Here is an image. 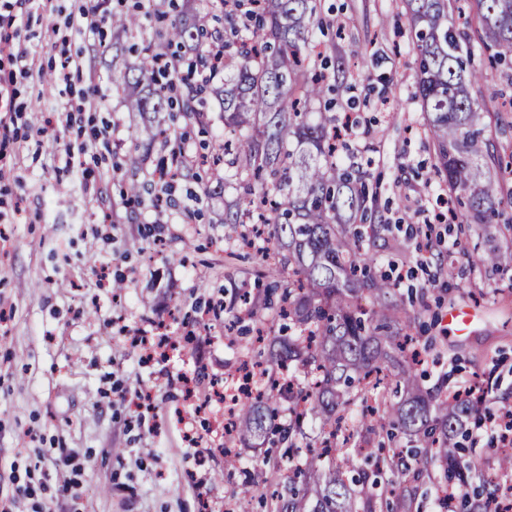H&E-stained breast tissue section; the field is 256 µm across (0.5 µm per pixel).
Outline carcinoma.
<instances>
[{"label":"carcinoma","instance_id":"carcinoma-1","mask_svg":"<svg viewBox=\"0 0 512 512\" xmlns=\"http://www.w3.org/2000/svg\"><path fill=\"white\" fill-rule=\"evenodd\" d=\"M215 2L222 15L212 9L191 20L182 17L151 33L134 57L116 55L124 75L132 76L124 106L143 123L131 132L133 150L113 168H143L160 136L171 163L185 166L180 136L154 131L149 113L173 105L178 94L186 120L203 128L207 97L220 99L224 173L196 179L242 188V197L224 202V223L243 224L250 208L263 210L280 265L292 275L274 306L292 330L279 336L273 354L277 365L292 370L288 383L270 375L262 388L242 393L233 422L244 448H261L274 437L288 448V475L276 467L266 477L269 512H377L378 500L389 492L383 474L401 470L420 484L435 464L440 489L454 492V512H488L497 485L485 479L481 492L470 496L465 488L472 466L452 442L459 427L480 417L482 399L415 384L416 360L408 351L416 317L402 307L397 284L377 271L366 248L386 228L375 223L369 173L352 153L349 164L340 166L346 144L336 142L337 116L330 105L306 111L345 73L340 67L329 73L327 62L308 58L320 0H232L231 7ZM450 2L405 0L418 68L415 97L434 150V177L448 187L466 220L491 224L503 188L486 175V159L512 173V154H490L492 141L472 94L482 74L471 57L478 48L492 63L512 64V0H464L481 24L475 43L466 28L449 22ZM112 28L118 37L144 30L135 11L112 13ZM188 44L204 68L213 51H222L220 73L182 93L177 84L158 85L165 77L159 60L175 58V50ZM481 263L511 271L512 247L490 249ZM380 386L384 392L365 413L357 448L367 467L347 458L353 472L348 480L331 439L354 392ZM293 389L304 407L288 406V419L281 420L272 393L289 400ZM306 420L318 424L324 437L320 450L304 457L300 449L316 443L305 431Z\"/></svg>","mask_w":512,"mask_h":512}]
</instances>
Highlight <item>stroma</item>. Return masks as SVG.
Wrapping results in <instances>:
<instances>
[{"instance_id": "stroma-1", "label": "stroma", "mask_w": 512, "mask_h": 512, "mask_svg": "<svg viewBox=\"0 0 512 512\" xmlns=\"http://www.w3.org/2000/svg\"><path fill=\"white\" fill-rule=\"evenodd\" d=\"M84 0H42L32 15L0 7V86L14 93V109L0 111V512H17L14 487L29 489L26 512H267L257 490L280 450L240 451L242 467L224 468L222 409L211 403L214 386L233 377L249 355L269 353L280 323L263 303L268 288L287 275L269 274L254 250L224 253L239 228L221 223L225 201L239 186L207 193L194 180H178L176 205L155 207L150 196L126 204L122 183L146 180L155 164L136 173L113 172V161L132 147L129 129L140 117L125 109L111 24L97 32L65 28L64 14ZM403 0H320L327 28L316 42L342 58L348 82L339 107L354 104L369 129L363 155L377 186L378 211L391 231L371 244L383 270L403 273L400 293L425 289L414 335L429 340L430 356L418 384L449 389L480 377L487 410H512V271L474 264L476 254L512 243V200L503 199L497 223L436 225L432 249L452 258L454 275L420 267L417 240L424 214L444 185L433 176V152L414 98L415 52ZM91 58L90 70L105 94L85 113L84 130L111 126L109 144L95 142L80 166L66 165L52 129L66 120L71 94L64 86L44 92L40 73L58 65L60 47ZM27 52L30 76L19 74L8 52ZM482 73L473 94L482 119L506 116L493 133L499 150L512 149V71L478 60ZM456 251H449V242ZM108 268L122 288H100L96 273ZM257 301L242 322L264 328L263 343L228 336L222 320L199 321L210 303L236 290ZM470 309L475 319L461 332L448 312ZM165 333L174 349L149 359L131 336ZM474 479L502 487L512 477L498 469L496 439L470 426ZM72 449L69 465L59 451ZM398 488L391 512H444L443 493L423 486L414 500L400 490L408 477L386 474Z\"/></svg>"}]
</instances>
